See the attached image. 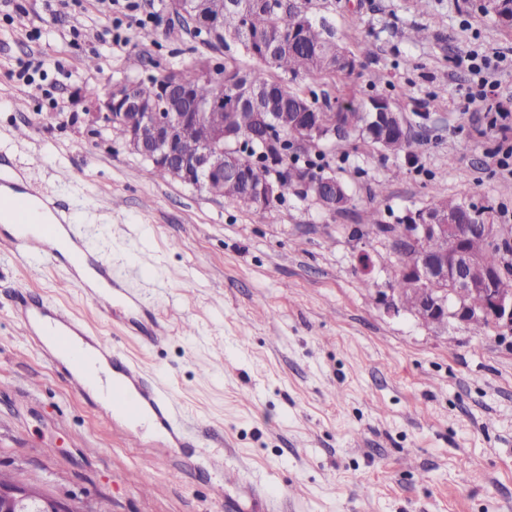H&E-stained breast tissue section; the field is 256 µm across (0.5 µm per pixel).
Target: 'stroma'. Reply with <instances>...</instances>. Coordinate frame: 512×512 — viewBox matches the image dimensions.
<instances>
[{
  "mask_svg": "<svg viewBox=\"0 0 512 512\" xmlns=\"http://www.w3.org/2000/svg\"><path fill=\"white\" fill-rule=\"evenodd\" d=\"M350 51L373 46L348 78L299 81L331 98L383 94L405 118L410 153L325 143L298 150L345 181L350 210L332 214L293 192L258 214L175 180L87 122L112 84L190 62L198 38L144 0L138 27L94 0L59 6L0 0V147L20 181L65 203L88 247L107 256L168 332L141 345L133 312L100 319L61 267L27 266L0 248V470L90 512H512V340L462 324L429 326L386 312L378 290L397 258L366 210L394 225L440 197L490 205L512 236V175L496 166L500 135L462 102L481 80L512 110V30L465 0H309ZM426 27L427 40L408 38ZM119 35V44L101 37ZM469 55L498 57L477 72ZM95 59L96 68L86 66ZM31 62L26 78L20 63ZM95 87L97 95L86 94ZM387 197L372 196L376 183ZM74 309L99 335L114 328L191 421L222 427L244 484L224 485L201 448L178 455L166 437L96 405L28 346L12 314L17 290Z\"/></svg>",
  "mask_w": 512,
  "mask_h": 512,
  "instance_id": "35a3bbf8",
  "label": "stroma"
}]
</instances>
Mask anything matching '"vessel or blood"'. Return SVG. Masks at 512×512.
<instances>
[{"label": "vessel or blood", "mask_w": 512, "mask_h": 512, "mask_svg": "<svg viewBox=\"0 0 512 512\" xmlns=\"http://www.w3.org/2000/svg\"><path fill=\"white\" fill-rule=\"evenodd\" d=\"M0 200L9 205L13 225L9 240L12 253L20 262L54 265L62 261L71 268H88L91 280H78L77 285L104 316H113L120 304L136 305L137 300L126 285L113 278L107 260L89 255L78 235H71L68 248L56 246L60 231L69 227L68 210L37 187L12 182L11 165L1 156ZM38 211L46 218L36 226L32 217ZM15 313L33 348L44 355L53 349L63 352L82 383L98 381L102 367L111 369L112 380L104 384L103 393L111 402L113 413L160 427L172 447L207 448L215 466H223V430L207 425L191 427L171 393L128 356L119 338L104 339L70 311L24 294L17 299Z\"/></svg>", "instance_id": "1"}]
</instances>
